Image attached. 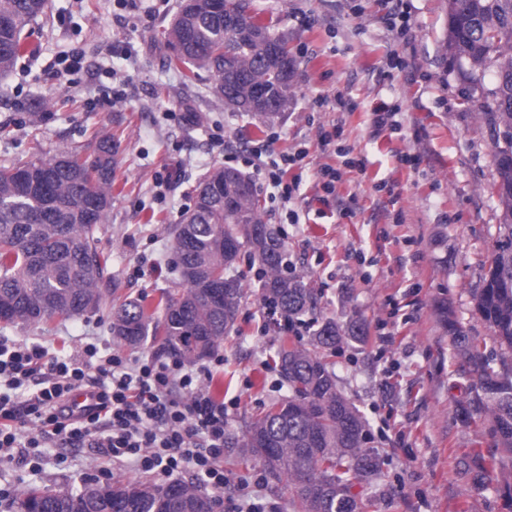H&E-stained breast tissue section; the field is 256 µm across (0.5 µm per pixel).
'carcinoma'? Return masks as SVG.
Instances as JSON below:
<instances>
[{
	"instance_id": "obj_1",
	"label": "carcinoma",
	"mask_w": 512,
	"mask_h": 512,
	"mask_svg": "<svg viewBox=\"0 0 512 512\" xmlns=\"http://www.w3.org/2000/svg\"><path fill=\"white\" fill-rule=\"evenodd\" d=\"M49 0H0V77L22 51L23 31L46 14ZM169 66L187 82L207 75L213 97L232 112L262 121L288 111L293 60L288 42L261 23L250 0L183 3L164 30ZM446 49L467 82L495 151L512 154V0H448ZM492 80L486 81V75ZM261 91L257 100L255 91ZM115 147L100 138L92 158L63 150L23 164L0 165V321L41 324L99 309L118 285L105 278L96 233L112 208ZM498 238L475 294L476 310L501 350L485 355L448 306L440 320L454 352L475 374L478 401L491 419L496 448L469 467L473 486L497 472L496 456L512 459V167H495ZM193 209L174 229L175 267L182 289L167 295L161 314L138 300L112 305V336L137 346L152 337L170 355L196 362L212 356L236 324L244 288L236 271L242 249L260 266L258 296L293 322L309 317L308 340L280 345L274 359L288 383L287 398L270 405L229 447L252 456L277 481H285L296 512H365L352 492L378 473L366 448V423L340 389L328 354L367 336L366 321L340 325L317 310L312 289L288 263L285 243L265 220L253 180L224 167L209 169L194 189ZM79 488L30 487L15 512H202L217 498L199 485L129 481Z\"/></svg>"
}]
</instances>
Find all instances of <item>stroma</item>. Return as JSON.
<instances>
[{
	"label": "stroma",
	"instance_id": "obj_1",
	"mask_svg": "<svg viewBox=\"0 0 512 512\" xmlns=\"http://www.w3.org/2000/svg\"><path fill=\"white\" fill-rule=\"evenodd\" d=\"M263 23L287 40L295 61L293 104L274 123L259 126L214 100L208 80L185 82L170 68L161 36L181 0H50L46 19L27 26L32 52L0 80V164L92 152L91 135L111 133L117 145L112 209L97 233L105 274L119 285L115 301L137 299L158 309L181 287L172 229L193 206L198 178L223 165L242 168L244 156L273 146L305 151L287 205L262 178L254 183L267 221L281 233L295 273L313 288L319 309L345 323L368 324L365 341L336 352V374L361 411L367 448L378 474L356 484L369 512H512L501 484L473 487L465 467L492 448L488 416L461 420L477 407L469 365L456 357L436 311L438 301L468 335L498 355L492 332L474 308L482 267L497 238L492 142L464 101L466 84L444 44L447 0H403L408 36L389 26L392 0H252ZM79 51L83 68L60 75L57 61ZM122 100L107 104L113 88ZM354 104L345 111L337 95ZM324 97L317 106L316 97ZM400 105L402 131L374 135L371 109ZM341 128L350 156L364 171H345L332 194L316 173L342 159L322 148L319 130ZM416 165L400 163L403 153ZM300 221L288 223V209ZM247 292L234 331L217 350L210 391L229 405L228 428L241 435L251 417L288 394L273 367L280 340L305 335L304 326L275 325L256 294L257 265L241 256ZM111 305L44 325L0 322V336L37 342L50 352H76L95 342L121 349L110 330ZM112 470L115 480L141 479L85 448L50 449L38 472L0 467V485L17 490L64 489ZM229 482L224 501L243 495L293 512L285 484L261 463L224 451Z\"/></svg>",
	"mask_w": 512,
	"mask_h": 512
}]
</instances>
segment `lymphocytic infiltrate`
I'll use <instances>...</instances> for the list:
<instances>
[{
	"instance_id": "f902f5d3",
	"label": "lymphocytic infiltrate",
	"mask_w": 512,
	"mask_h": 512,
	"mask_svg": "<svg viewBox=\"0 0 512 512\" xmlns=\"http://www.w3.org/2000/svg\"><path fill=\"white\" fill-rule=\"evenodd\" d=\"M303 153L258 152L250 168L284 200L298 186L288 172ZM212 370L160 353L101 354L96 344L60 356L38 343L0 336V465H30L38 448H87L112 463L164 480L192 476L223 491L228 408L207 387ZM97 403L75 413L70 400Z\"/></svg>"
}]
</instances>
